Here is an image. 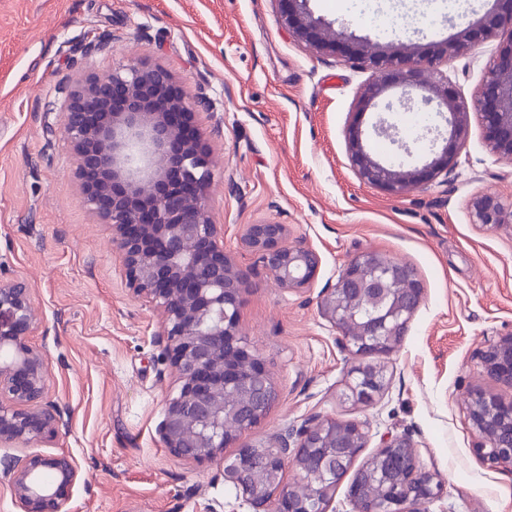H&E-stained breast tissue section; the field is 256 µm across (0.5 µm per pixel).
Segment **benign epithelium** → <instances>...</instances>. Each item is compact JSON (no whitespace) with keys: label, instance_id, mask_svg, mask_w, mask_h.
I'll return each mask as SVG.
<instances>
[{"label":"benign epithelium","instance_id":"7a95c632","mask_svg":"<svg viewBox=\"0 0 512 512\" xmlns=\"http://www.w3.org/2000/svg\"><path fill=\"white\" fill-rule=\"evenodd\" d=\"M277 2L281 22L295 41L316 52L336 50L344 32L315 16L309 0ZM496 3L478 28L479 36H471L467 27L444 43L442 57L449 60L473 50L482 39L508 34L469 102L434 77L437 60L418 56L407 44L366 43L353 56L375 71L374 80L362 88V101L372 104L397 85L415 86L428 92L421 104L434 103L439 114H448L445 145L437 153L431 144L435 156L421 169L380 163L354 126L349 156L365 183L401 196L448 173L464 145L472 113L481 120L490 150L512 156V0ZM197 106L167 68L133 59L75 85L60 115V130L72 147L89 214L112 227L130 288L164 312L158 340L180 386L167 403L161 440L174 456L203 461L265 420L278 393L239 330L245 272L224 252V233L211 217L212 156L194 124ZM470 210L476 224H512V204L495 195L475 196ZM288 237V225L264 220L246 225L242 245L259 256L280 287L302 291L316 278L320 258ZM423 297L410 265L363 251L345 266L320 307L349 351L366 359L396 351ZM368 303L376 305L375 313L356 324V309ZM34 323L26 284L0 280V443L50 439L63 425L61 410L45 401L49 366L29 343ZM482 368L487 377L512 384V336L490 346ZM386 385L380 366L360 363L349 372L348 389L358 403L373 402ZM467 406L469 421L482 438L474 451L490 468L511 472L512 401L475 389ZM227 411L238 421L235 430L224 425ZM366 442L358 422L312 417L295 431L276 434L267 447L239 446L223 458L224 481L263 512H328L336 490L328 480ZM399 458L408 459L402 480L383 502L368 505L358 486L349 487L356 512H422L441 496L442 480L421 464L403 435L382 439L372 475L390 479ZM260 465L275 487L262 498L248 481ZM292 470L296 474L288 484ZM0 473L22 512H62L80 480L74 460L66 455L34 454L21 463L0 459Z\"/></svg>","mask_w":512,"mask_h":512}]
</instances>
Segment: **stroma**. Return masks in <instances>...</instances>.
I'll list each match as a JSON object with an SVG mask.
<instances>
[{"mask_svg": "<svg viewBox=\"0 0 512 512\" xmlns=\"http://www.w3.org/2000/svg\"><path fill=\"white\" fill-rule=\"evenodd\" d=\"M470 3L462 20L430 0H389L416 16L395 37L431 55L477 25L492 0ZM309 6L353 40L395 38L354 15L348 0ZM91 34L106 51L86 53ZM503 43L481 41L444 63L449 92L471 99ZM353 50L316 53L294 41L276 0H0V279L30 290L31 342L67 423L49 441L0 445V458L72 457L80 482L71 512H254L225 482L221 458L199 463L164 447L159 426L179 383L157 340L163 312L129 289L111 228L85 208L60 130L69 89L133 58L166 67L208 102L197 122L214 159L212 216L246 273L241 332L278 390L269 417L242 442H269L313 416L358 421L369 437L357 464L381 438L405 435L439 475L443 493L429 512H512V474L476 454L480 437L466 413L474 387L512 400V385L483 376L479 360L512 335V227L473 223L469 212L482 193L512 202V157L491 152L474 118L447 176L401 197L363 183L348 156L350 125L361 122L367 148L384 162L395 148L374 128L407 114L357 108L374 74L348 61ZM267 219L318 253L307 289L279 288L242 250L245 225ZM366 250L409 264L425 293L397 350L380 360L385 392L363 406L347 396L356 359L320 300Z\"/></svg>", "mask_w": 512, "mask_h": 512, "instance_id": "stroma-1", "label": "stroma"}]
</instances>
